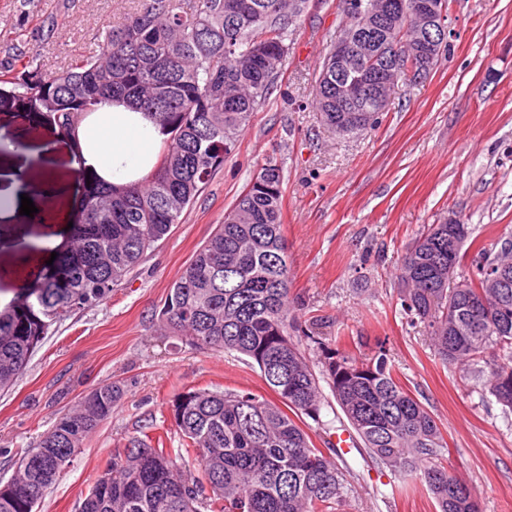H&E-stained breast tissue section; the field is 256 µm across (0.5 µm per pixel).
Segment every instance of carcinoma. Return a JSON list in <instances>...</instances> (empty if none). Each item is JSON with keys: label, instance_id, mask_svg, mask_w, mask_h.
Here are the masks:
<instances>
[{"label": "carcinoma", "instance_id": "cac0c4a2", "mask_svg": "<svg viewBox=\"0 0 512 512\" xmlns=\"http://www.w3.org/2000/svg\"><path fill=\"white\" fill-rule=\"evenodd\" d=\"M309 0H140L124 23L106 30L99 54L44 74L16 55L0 65V97L19 115L44 112L59 131L102 104L124 103L150 118L164 139L153 171L114 186L93 169L83 185V219L72 247L45 268L26 303L0 308V389L26 368L51 327L101 301L155 250L232 153L250 116L264 105L288 57L291 27ZM366 13L345 16L355 35ZM414 34L391 19L357 66L369 77L395 63L394 46ZM336 61L325 56L314 96L317 119L336 129L342 110L373 113L374 100L336 102ZM282 170L266 161L237 197L224 223L175 279L157 320L192 345L251 359L278 405L249 390L194 389L170 410L183 448L132 437L112 455L79 512H332L348 491L333 443L317 447L306 420L322 425L324 398L306 354L291 333L317 345L322 376L369 456L403 480L420 483L438 512H478L469 488L442 464L446 443L430 411L400 381L380 345L365 360L302 329L290 298L288 245L281 220ZM465 224H431L403 256L399 301L446 364L486 369V390L512 410V238L493 255L480 248L471 274L448 283L462 265ZM495 264L508 285L491 282ZM455 313L448 320V310ZM121 388L100 384L40 436L0 485V512H35L44 489L76 448L112 415ZM198 454L203 476L181 474Z\"/></svg>", "mask_w": 512, "mask_h": 512}]
</instances>
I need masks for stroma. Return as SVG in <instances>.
Wrapping results in <instances>:
<instances>
[{
    "label": "stroma",
    "instance_id": "1",
    "mask_svg": "<svg viewBox=\"0 0 512 512\" xmlns=\"http://www.w3.org/2000/svg\"><path fill=\"white\" fill-rule=\"evenodd\" d=\"M337 3L313 0L266 103L180 224L123 285L54 325L0 392L4 483L24 449L92 388L111 382L123 390L111 417L44 490L37 512H77L115 451L141 430L180 447L170 412L178 393L249 390L277 401L246 357L185 343L157 321L171 283L270 158L283 174L290 296L300 321L359 357L386 342L402 383L441 429L444 465L474 490L481 512H512V411L486 392L476 369L444 363L425 332L407 325L397 278L424 226L467 225L471 240L489 251L512 235V0H450L455 35L445 59L420 84L396 87L377 127L343 138L319 127L312 108ZM136 7L137 0H0V61L18 47L36 55L43 72H58L98 53L104 29ZM41 137L52 152L34 164L56 177L55 220H0V268L23 270L20 279H0L8 299L39 281L46 264L22 243L62 252L71 240L63 220L79 204L70 141L37 117L0 114V139L32 146ZM337 465L350 488L335 512H436L425 486L403 488L360 443Z\"/></svg>",
    "mask_w": 512,
    "mask_h": 512
}]
</instances>
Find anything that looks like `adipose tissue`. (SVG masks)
I'll list each match as a JSON object with an SVG mask.
<instances>
[{"instance_id":"adipose-tissue-1","label":"adipose tissue","mask_w":512,"mask_h":512,"mask_svg":"<svg viewBox=\"0 0 512 512\" xmlns=\"http://www.w3.org/2000/svg\"><path fill=\"white\" fill-rule=\"evenodd\" d=\"M75 168H94L115 185L142 181L156 162L161 135L151 120L119 104L88 114L78 128Z\"/></svg>"}]
</instances>
